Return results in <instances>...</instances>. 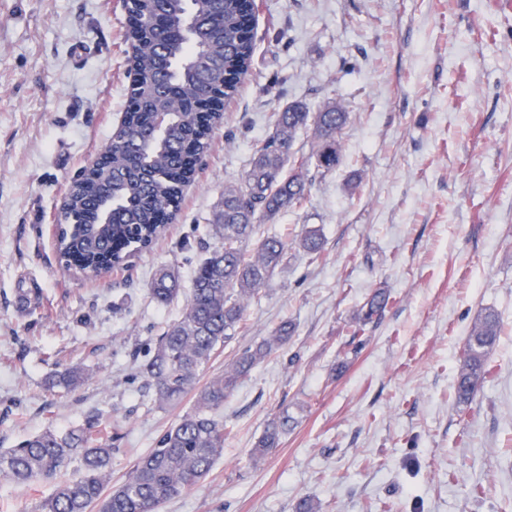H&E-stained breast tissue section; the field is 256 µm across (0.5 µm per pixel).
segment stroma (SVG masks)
I'll use <instances>...</instances> for the list:
<instances>
[{
  "label": "stroma",
  "instance_id": "obj_1",
  "mask_svg": "<svg viewBox=\"0 0 512 512\" xmlns=\"http://www.w3.org/2000/svg\"><path fill=\"white\" fill-rule=\"evenodd\" d=\"M126 18L124 0H0V448L95 412L113 482L130 473L192 405L153 406L140 371L219 243L225 183L274 112L333 103L348 114L342 162L261 225L291 246L209 370L283 321L295 333L225 400L223 456L160 512H295L304 497L318 512H512V0H255L253 67L176 221L88 279L60 265L53 222L128 107ZM310 227L318 258L293 244ZM163 268L183 289L167 306L148 291ZM380 289L393 300L357 345L353 317ZM487 308L495 373L459 406L462 348ZM76 367L79 384L56 383ZM284 412L280 447L253 463ZM54 489L0 476V512H39ZM290 418L288 413H284L268 422L263 433L254 443V448H251L250 455L253 461L264 460L280 446L283 436L288 432Z\"/></svg>",
  "mask_w": 512,
  "mask_h": 512
}]
</instances>
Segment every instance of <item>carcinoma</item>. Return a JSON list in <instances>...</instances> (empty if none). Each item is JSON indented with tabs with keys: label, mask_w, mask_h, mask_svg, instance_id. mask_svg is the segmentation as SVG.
Wrapping results in <instances>:
<instances>
[{
	"label": "carcinoma",
	"mask_w": 512,
	"mask_h": 512,
	"mask_svg": "<svg viewBox=\"0 0 512 512\" xmlns=\"http://www.w3.org/2000/svg\"><path fill=\"white\" fill-rule=\"evenodd\" d=\"M254 0H137L127 15L129 108L106 161L86 170L60 213L59 255L89 278L125 261L161 235L179 208L184 188L210 148L213 129L224 118V103L237 93L252 66ZM169 115L160 130L156 112ZM348 113L334 105L310 112L296 103L273 115V132L256 144L250 168L224 187V201L211 224L222 245L197 266L181 315L159 336L142 369L147 394L159 407L176 408L192 393L194 402L169 427L157 446L141 456L126 479L112 486V446L100 438L102 422L92 413L85 424L61 433L48 426L16 447L0 452V473L29 487L57 481L40 512H159L166 502L195 486L224 451V400L239 381L288 343L294 328L283 323L254 346L243 349L224 372L200 383L215 351L243 321L251 300L275 275L288 242L257 237L260 224L307 199L312 177L341 162V133ZM311 132L309 152L293 151L298 134ZM255 242L252 252L245 246ZM312 256L324 252L318 230L297 242ZM180 293L169 270L151 284V298L167 304ZM379 291L354 317L357 336L386 307ZM500 332L495 311L478 314L462 349L454 393L472 401L494 367L490 363ZM290 416L271 419L250 455L260 462L278 448Z\"/></svg>",
	"instance_id": "carcinoma-1"
}]
</instances>
